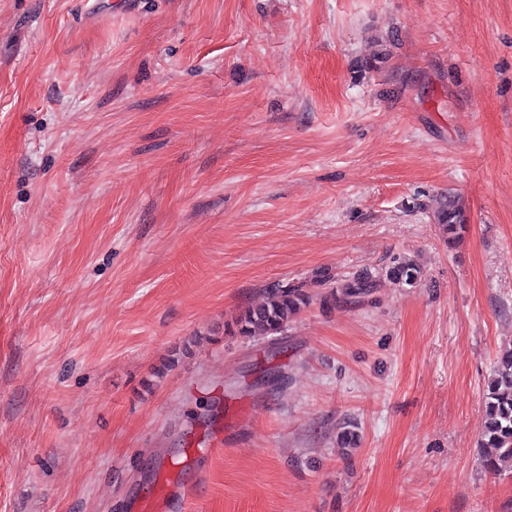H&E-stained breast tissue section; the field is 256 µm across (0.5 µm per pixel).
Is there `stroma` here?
Wrapping results in <instances>:
<instances>
[{
	"label": "stroma",
	"instance_id": "obj_1",
	"mask_svg": "<svg viewBox=\"0 0 512 512\" xmlns=\"http://www.w3.org/2000/svg\"><path fill=\"white\" fill-rule=\"evenodd\" d=\"M511 344L512 0H0V512H133L173 459L187 512H512ZM431 213L434 224L439 226L448 245L455 243L465 229L464 212L459 202L454 196L448 195V198L437 202ZM419 274L420 272L417 267L409 262H398L386 271L387 278L399 286L414 285L418 280ZM317 283L323 288H331L324 297V300L329 302V298L336 299L338 294L347 299L366 296L374 288H377L379 279H377L376 275L366 271L338 282L335 276L323 272L318 274ZM311 300L303 284L278 283L265 289L261 303L236 315L227 324V331L248 338L281 334ZM484 394L480 447L489 448L484 467L493 472L512 469V346L500 350Z\"/></svg>",
	"mask_w": 512,
	"mask_h": 512
}]
</instances>
